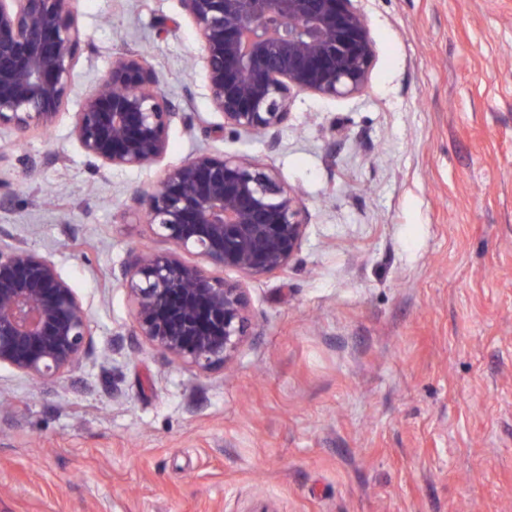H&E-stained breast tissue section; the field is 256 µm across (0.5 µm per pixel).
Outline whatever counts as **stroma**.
I'll return each mask as SVG.
<instances>
[{"instance_id": "obj_1", "label": "stroma", "mask_w": 512, "mask_h": 512, "mask_svg": "<svg viewBox=\"0 0 512 512\" xmlns=\"http://www.w3.org/2000/svg\"><path fill=\"white\" fill-rule=\"evenodd\" d=\"M355 4L367 84L295 94L272 150L213 132L180 0H80L56 127L0 130V244L56 264L91 336L53 380L0 365V512H512V0ZM125 46L194 124L162 164L101 169L71 117ZM199 152L269 164L307 222L206 373L134 335L112 282L130 249L168 248L131 192Z\"/></svg>"}]
</instances>
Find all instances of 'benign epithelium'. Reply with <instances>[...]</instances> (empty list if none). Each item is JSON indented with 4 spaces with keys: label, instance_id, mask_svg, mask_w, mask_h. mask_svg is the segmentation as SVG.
<instances>
[{
    "label": "benign epithelium",
    "instance_id": "7a95c632",
    "mask_svg": "<svg viewBox=\"0 0 512 512\" xmlns=\"http://www.w3.org/2000/svg\"><path fill=\"white\" fill-rule=\"evenodd\" d=\"M78 0H0V127L46 132L72 92L83 43ZM354 0H180L204 47L220 130L278 146L298 92L331 98L367 83L372 41ZM193 118L157 89L149 57L122 48L72 116V135L103 167L144 168L167 154V131ZM172 249L132 248L112 281L126 290L138 336L207 372L230 363L250 334L247 288L287 269L306 228L299 194L268 165L195 154L131 197ZM200 257L188 262L182 254ZM90 336L73 286L23 246L0 247V364L41 380L66 372Z\"/></svg>",
    "mask_w": 512,
    "mask_h": 512
}]
</instances>
